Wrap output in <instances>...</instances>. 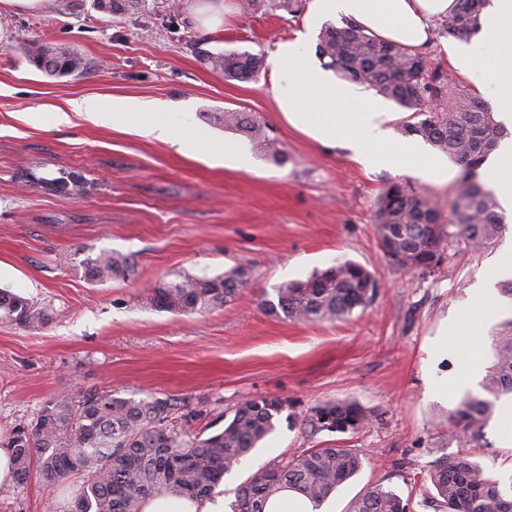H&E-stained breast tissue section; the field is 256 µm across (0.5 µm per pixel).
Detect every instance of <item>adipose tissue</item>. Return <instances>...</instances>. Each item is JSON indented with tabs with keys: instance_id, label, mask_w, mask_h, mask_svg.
<instances>
[{
	"instance_id": "ef3b65f1",
	"label": "adipose tissue",
	"mask_w": 512,
	"mask_h": 512,
	"mask_svg": "<svg viewBox=\"0 0 512 512\" xmlns=\"http://www.w3.org/2000/svg\"><path fill=\"white\" fill-rule=\"evenodd\" d=\"M456 0H308L305 28L294 39L278 43L268 62L282 119L307 137L323 143L343 142L354 158L368 168L392 166L417 170L434 183L447 182L448 164L426 154L419 143L394 140L389 124L392 115L361 87L337 84L310 49L311 30L320 20L345 17L377 37L413 49L430 42L435 21L448 17ZM481 46L449 47L456 69H482L494 87L499 121L512 125V0H492L481 18ZM69 112L54 115L56 123L68 122L70 113L84 114L102 123L133 126L143 136L170 143L177 150L190 148L193 131L177 132L155 121L158 103L131 106L118 99L94 97L71 100ZM485 181L502 209L512 214V141L502 143L485 169ZM512 278V247L499 255L477 298L463 308L461 321L473 336L486 335L501 307L495 292L499 280ZM224 498H188L161 492L147 498L142 512H224Z\"/></svg>"
}]
</instances>
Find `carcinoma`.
I'll return each instance as SVG.
<instances>
[{
    "label": "carcinoma",
    "mask_w": 512,
    "mask_h": 512,
    "mask_svg": "<svg viewBox=\"0 0 512 512\" xmlns=\"http://www.w3.org/2000/svg\"><path fill=\"white\" fill-rule=\"evenodd\" d=\"M488 0H457L452 14L437 25L435 36L469 43L477 35ZM29 62L49 76H70L84 69L77 53L48 43L23 47ZM317 55L341 79L366 86L410 112L397 126L404 138L419 137L459 166L455 197L443 212L430 196L401 182L388 184L376 202L375 223L384 255L401 269L431 270L443 261L440 245L480 251L505 231L499 204L481 183V169L507 135L491 109L453 77L431 66L425 52L384 41L352 20L321 29ZM224 79L253 81L263 69V56L228 51L210 57ZM210 122L234 130L266 146L274 144L265 127L250 113L227 110L206 115ZM84 277L103 283L132 269L129 257L102 251L81 263ZM249 280L236 265L214 276L179 274L154 290L156 308L193 314L235 300ZM377 281L363 265L343 260L303 280L276 289L266 310L292 320L341 321L374 299ZM28 330L45 327L50 316L42 306L0 289V321ZM482 388L485 398H466L448 415L459 439L478 443L491 418L494 401L512 394V320L492 347ZM288 400L278 396L247 398L208 436L187 433L175 420V405L148 395L135 399L110 391L89 390L78 397L60 395L45 401L30 422L15 426L5 440L12 449L15 481L21 487L32 475L56 486L73 473L86 480L69 512H141L146 498L164 491L189 497L210 495L224 475L273 433ZM369 419L356 401H328L312 410L309 423L317 431H358ZM356 448H309L282 458L243 483L231 512H265L268 503L294 489L321 506L363 466ZM433 493L427 507L434 512H512L509 487L490 477L475 457L460 453L422 476ZM349 512H412L410 500L374 486L352 501Z\"/></svg>",
    "instance_id": "obj_1"
}]
</instances>
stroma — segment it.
<instances>
[{"label":"stroma","instance_id":"35a3bbf8","mask_svg":"<svg viewBox=\"0 0 512 512\" xmlns=\"http://www.w3.org/2000/svg\"><path fill=\"white\" fill-rule=\"evenodd\" d=\"M231 2L232 16L214 30L191 21L195 0H143L112 16L92 0L61 13L0 5V288L50 307L52 316L39 330L0 322V430L30 422L58 394L111 390L174 399L187 431L208 435L223 428L225 413L241 399L275 395L287 399L293 419L253 452L250 464L222 480L225 501H234L239 485L267 463L329 445L360 449L365 461L324 512H347L377 485L411 498L413 512H429L423 473L466 450L494 478L511 480L512 423L493 414L483 441L466 446L452 429L433 424L457 406L463 390L444 400L429 390L462 380L475 349L489 350L512 320V307L500 312L476 345L451 331L478 279L512 245V215L481 252H458L430 272L394 267L378 243L381 191L401 181L445 207L454 183L366 169L344 147L319 144L283 123L268 72L238 82L213 71L208 55H270L305 22L306 0L290 10L278 0ZM41 41L80 53L83 73L52 78L38 70L23 45ZM428 53L433 66L495 106L482 71L456 73L442 42ZM77 96L158 101L164 109L156 120L198 130L217 147L237 142L250 167L82 117L52 121L54 109ZM227 109L268 126L287 162L275 164L247 137L206 118ZM62 176L79 179V187L39 183ZM102 251L131 257L133 270L90 283L80 262ZM344 259L365 266L379 284L365 311L305 322L264 308L279 286ZM236 264L249 269L250 279L230 305L176 314L151 302L154 288L176 274L212 276ZM344 399L370 410L360 430L314 432L306 425L312 408ZM82 482L74 475L50 491L34 477L23 487H0V507L62 512Z\"/></svg>","mask_w":512,"mask_h":512}]
</instances>
